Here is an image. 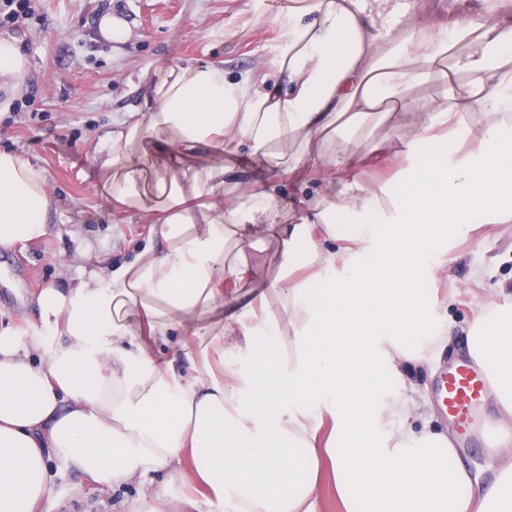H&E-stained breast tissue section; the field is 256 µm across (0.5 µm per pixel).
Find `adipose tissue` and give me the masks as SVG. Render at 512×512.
<instances>
[{
    "mask_svg": "<svg viewBox=\"0 0 512 512\" xmlns=\"http://www.w3.org/2000/svg\"><path fill=\"white\" fill-rule=\"evenodd\" d=\"M405 13L282 0L268 70L173 68L113 117L98 186L153 214L158 241L118 265L85 249L39 292L40 327L0 331V512L51 497L52 458L101 488L166 471L232 512H319L325 463L344 512H512V462L471 477L449 435L410 427L405 377L450 334L423 303V257L447 230L512 220V0H453L437 23ZM28 70L20 37L0 36V89ZM431 82L437 97L416 95ZM375 120L388 140L366 133ZM245 153L335 177L286 206L273 182L236 180ZM393 155L386 181L361 177ZM54 208L44 170L1 150L0 250L44 239ZM269 242L274 277L238 263ZM184 328L199 350L172 342ZM263 340L264 361L226 362ZM161 345L192 374L158 363ZM468 354L512 419V311L481 306Z\"/></svg>",
    "mask_w": 512,
    "mask_h": 512,
    "instance_id": "obj_1",
    "label": "adipose tissue"
}]
</instances>
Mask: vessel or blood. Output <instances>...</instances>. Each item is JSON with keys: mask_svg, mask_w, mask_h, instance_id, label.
<instances>
[{"mask_svg": "<svg viewBox=\"0 0 512 512\" xmlns=\"http://www.w3.org/2000/svg\"><path fill=\"white\" fill-rule=\"evenodd\" d=\"M490 391L489 375L486 370L471 360H464L448 366L439 383L438 395L443 411L454 415L470 433H478L485 440H493L503 432L504 424L485 421L483 403Z\"/></svg>", "mask_w": 512, "mask_h": 512, "instance_id": "vessel-or-blood-1", "label": "vessel or blood"}]
</instances>
